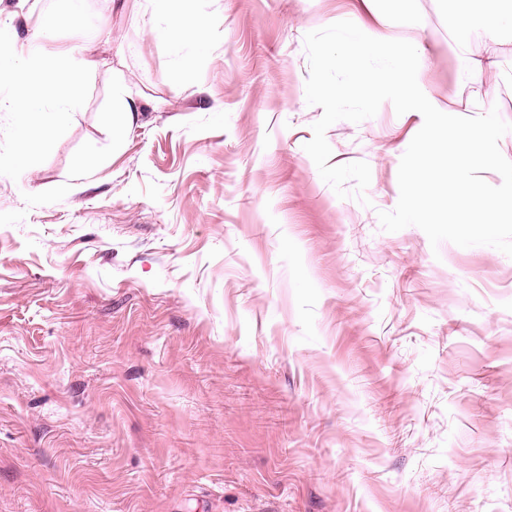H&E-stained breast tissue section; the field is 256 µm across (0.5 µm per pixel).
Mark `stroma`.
I'll return each instance as SVG.
<instances>
[{"instance_id": "stroma-1", "label": "stroma", "mask_w": 512, "mask_h": 512, "mask_svg": "<svg viewBox=\"0 0 512 512\" xmlns=\"http://www.w3.org/2000/svg\"><path fill=\"white\" fill-rule=\"evenodd\" d=\"M145 0H87L96 62L48 159L0 176V512H512V257L378 214L424 119L383 102L325 137L367 162L339 198L304 146V37L360 0H189L174 80ZM412 7L426 91L512 123V35L475 80L452 0ZM121 78L145 108L120 148ZM95 147L102 164L76 176Z\"/></svg>"}]
</instances>
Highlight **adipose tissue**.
<instances>
[{"instance_id":"ef3b65f1","label":"adipose tissue","mask_w":512,"mask_h":512,"mask_svg":"<svg viewBox=\"0 0 512 512\" xmlns=\"http://www.w3.org/2000/svg\"><path fill=\"white\" fill-rule=\"evenodd\" d=\"M151 9L148 33L157 42L166 45L174 56L177 66L192 62L203 46L201 23L178 21L174 16L175 0H147ZM139 118L136 100L129 96L122 83L112 86V110L109 120L112 126V143L120 145L128 130Z\"/></svg>"}]
</instances>
